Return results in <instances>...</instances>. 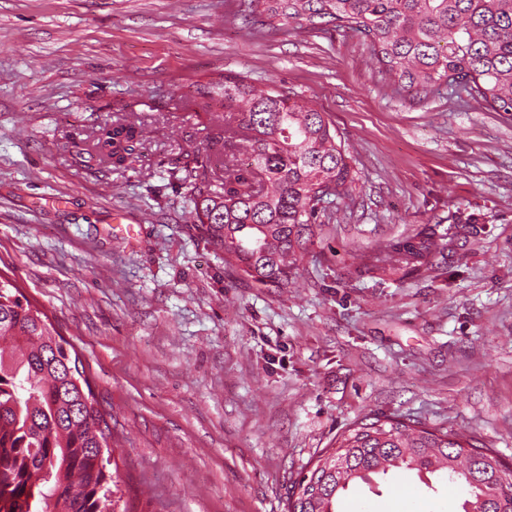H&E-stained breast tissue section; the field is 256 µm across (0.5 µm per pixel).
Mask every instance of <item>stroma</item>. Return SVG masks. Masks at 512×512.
Instances as JSON below:
<instances>
[{"label": "stroma", "mask_w": 512, "mask_h": 512, "mask_svg": "<svg viewBox=\"0 0 512 512\" xmlns=\"http://www.w3.org/2000/svg\"><path fill=\"white\" fill-rule=\"evenodd\" d=\"M244 0H0V274L83 363L112 429L117 512H287L352 423L469 433L512 464V114L379 80L368 41ZM233 71L303 95L355 175L288 289L225 267L169 185L217 122L193 82ZM143 123L128 167L93 148ZM125 214L140 248L114 238ZM432 236L427 266L368 259ZM416 473L351 486L342 512H461Z\"/></svg>", "instance_id": "35a3bbf8"}]
</instances>
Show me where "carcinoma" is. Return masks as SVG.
Wrapping results in <instances>:
<instances>
[{
  "label": "carcinoma",
  "mask_w": 512,
  "mask_h": 512,
  "mask_svg": "<svg viewBox=\"0 0 512 512\" xmlns=\"http://www.w3.org/2000/svg\"><path fill=\"white\" fill-rule=\"evenodd\" d=\"M258 27L315 18L364 36L381 82L425 99L442 87L496 112H512V0H250ZM204 106L224 101V176L193 154L171 172L191 186L189 215L224 266L266 288L288 287L321 214L350 196L354 177L336 128L287 88L257 90L226 72L194 84ZM141 124L102 127L95 148L115 168L144 140ZM429 236L386 245L372 257L386 271L436 252ZM0 280V512H111L118 474L108 470L112 430L96 406L79 356L44 313ZM436 466L467 493L462 512H512L508 469L490 448L400 419L366 418L336 438L289 499L288 512H336L356 481Z\"/></svg>",
  "instance_id": "carcinoma-1"
}]
</instances>
